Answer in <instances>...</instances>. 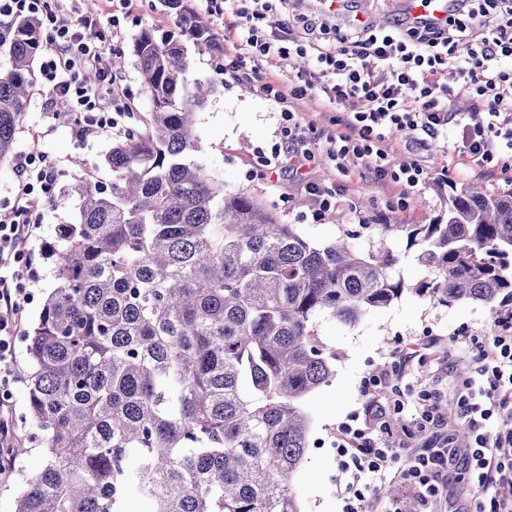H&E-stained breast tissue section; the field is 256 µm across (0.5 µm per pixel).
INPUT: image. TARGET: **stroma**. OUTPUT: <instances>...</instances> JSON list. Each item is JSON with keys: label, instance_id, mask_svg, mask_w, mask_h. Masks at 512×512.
<instances>
[{"label": "stroma", "instance_id": "35a3bbf8", "mask_svg": "<svg viewBox=\"0 0 512 512\" xmlns=\"http://www.w3.org/2000/svg\"><path fill=\"white\" fill-rule=\"evenodd\" d=\"M98 6L101 22H109L114 14L120 17L121 28L113 44L125 64L118 76L136 107L133 124L143 123L152 103L136 66L133 42L146 28L160 36L178 33L176 16L162 0H132L128 7L122 0H99ZM189 53L194 60V78L216 85L215 93L196 116L197 160L212 177L223 181L225 189L253 196L285 223L298 225L313 241L325 243L348 232L355 235L358 247L366 249L372 241L362 234V225L432 223L445 206L449 187L474 183L490 194L512 191V182L494 173L462 169L454 150L444 143L424 144L401 132L390 143L392 163L416 161L431 173L402 206L387 207L386 187L363 177L357 166L340 174L320 151L299 168L291 156H283L278 169L268 172L261 166L259 154L281 142L280 104L263 95L253 79L228 80L219 74L223 55L194 45ZM57 102L52 84L37 80L16 131L13 150L0 161V206L14 197L20 156L44 154L56 176L53 197L39 206L43 219L32 242L33 265L22 272L29 294L24 315L28 321L38 314L52 281L45 247L55 241L60 225L73 223L77 216L78 199L66 194V187L80 175L104 182L111 178L103 161L113 136H77L73 121L55 119ZM290 108L300 123L301 138L310 141L321 131L332 129L337 117L357 111L359 105L352 100L330 104L306 97L292 100ZM317 185L335 187L337 203L320 208L312 193ZM390 245L399 257L394 274L405 281L408 292L388 307L368 311L352 324L328 315L315 320L318 335L326 344L342 350L343 355L333 365L329 385L312 393L303 404L311 420L309 448L292 486L304 512L344 510L340 494L343 458L335 446V433L351 414H358V427L367 428L373 423L376 407H383L388 426L377 439L381 445L399 447L404 457L410 448L426 447L440 437L454 440L465 431L456 411L457 398L462 373L472 369L473 363L456 349L452 338L457 334H490L496 312L473 302L438 305L412 293V285L423 281L426 271L405 239L392 238ZM388 362L393 365L392 373L378 385L368 386V379ZM26 391V381L15 383L16 443L23 452L12 455L9 472L0 476V512H14L20 484L25 477L36 474L44 462L45 450L27 417ZM431 403L438 411L432 422L422 423L421 414Z\"/></svg>", "mask_w": 512, "mask_h": 512}]
</instances>
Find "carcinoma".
I'll return each instance as SVG.
<instances>
[{
  "label": "carcinoma",
  "mask_w": 512,
  "mask_h": 512,
  "mask_svg": "<svg viewBox=\"0 0 512 512\" xmlns=\"http://www.w3.org/2000/svg\"><path fill=\"white\" fill-rule=\"evenodd\" d=\"M197 46L219 51L184 0H164ZM43 27L0 0V160L36 83ZM152 101L147 128L105 156L112 180L74 179L79 215L47 251L54 286L26 335L28 408L46 460L15 512H303L291 488L309 448L303 400L336 351L314 319L355 322L406 291L389 247L403 235L429 276L415 291L450 306L512 300V192L465 185L431 224H364L329 243L197 161L192 78L180 38L133 45Z\"/></svg>",
  "instance_id": "obj_1"
}]
</instances>
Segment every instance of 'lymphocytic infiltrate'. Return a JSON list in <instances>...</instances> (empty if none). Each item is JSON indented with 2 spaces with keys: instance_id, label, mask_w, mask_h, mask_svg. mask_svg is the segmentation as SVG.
Listing matches in <instances>:
<instances>
[{
  "instance_id": "obj_1",
  "label": "lymphocytic infiltrate",
  "mask_w": 512,
  "mask_h": 512,
  "mask_svg": "<svg viewBox=\"0 0 512 512\" xmlns=\"http://www.w3.org/2000/svg\"><path fill=\"white\" fill-rule=\"evenodd\" d=\"M17 9L40 19L47 51L41 58L44 78L79 116L80 132H121L133 107L112 70V52L97 9L72 20L61 0H14ZM287 0H206L218 18H231L235 68L259 65L275 57L282 61L311 59V68L289 79L278 76L260 89L281 104L282 148L262 156L266 169L276 170L282 150L311 158L322 149L338 170L364 165L376 180L407 196L429 177L417 162L393 166L388 143L400 131L439 141L447 134L459 140L458 158L464 167L478 166L512 181V0H460V8L442 27L374 29L354 22L348 34L324 42L318 18L301 17L294 24L267 30L268 14ZM466 55H459V45ZM94 68L100 82L77 81L80 70ZM454 73L456 84L444 77ZM325 94L360 104L352 115L337 119L335 130L319 134L308 144L296 133L298 122L290 100ZM474 100L471 112L452 109L454 97ZM20 179L10 213L0 214V447H11L17 426L11 387L18 379L16 341L22 327L27 294L21 272L33 264L30 241L37 229L33 214L41 200L55 190V173L45 158L27 154L19 162ZM468 352L473 372L461 381L459 416L471 446L423 448L399 466L393 448L377 447L364 430L341 426L337 446L349 456L343 496L346 512H366L363 487L369 482H407L420 490L423 504L436 506L450 467L463 461L477 494L472 512H512V432L496 429V419L512 414V306L501 308L490 336L478 340L455 337Z\"/></svg>"
}]
</instances>
